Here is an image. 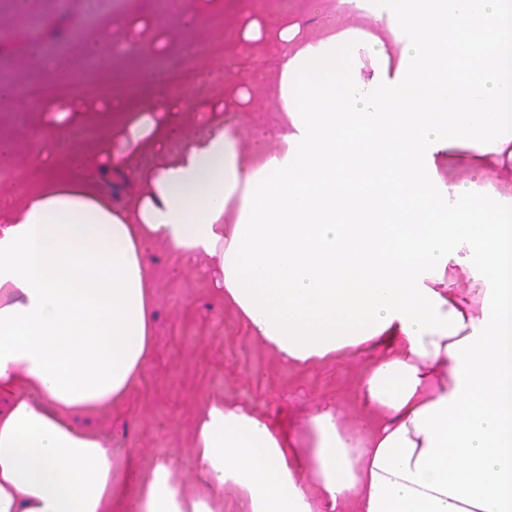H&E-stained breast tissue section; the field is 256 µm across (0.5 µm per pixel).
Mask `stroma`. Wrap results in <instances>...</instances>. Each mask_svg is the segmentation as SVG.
<instances>
[{"label":"stroma","instance_id":"1","mask_svg":"<svg viewBox=\"0 0 512 512\" xmlns=\"http://www.w3.org/2000/svg\"><path fill=\"white\" fill-rule=\"evenodd\" d=\"M161 14L143 11L139 0H6L0 23H19L24 14L52 17L44 33L55 48L54 56L66 58L72 25L96 11H104L113 27L124 28V40L113 43V68L135 84L143 67L161 69L173 61L167 46L174 36L199 45L216 35L206 0H166ZM241 9L258 6L268 26L287 17L297 18L311 36H319L328 22L337 29H363V10L337 11L336 0H239ZM158 32L156 52L148 58L133 53L144 30ZM42 46L17 36L0 45V82L21 84ZM275 43H234L223 59L208 61L203 77L188 85L198 99L223 97L228 85L243 83L253 93L250 123L236 113H223L227 126L243 145L263 141L268 149L276 142L266 132L277 119L279 76L274 61ZM146 256L156 273L154 338L156 355L138 387L118 409L79 419L78 425L100 435L119 462L134 469L149 468L160 457L179 460L177 479L186 489L195 485L196 467L190 454L194 425L206 399L219 397L244 403L286 425L330 403L342 422L355 426L359 414L356 384L361 372L375 358V351L305 367L282 365L265 346L248 335L235 312L218 297L205 263L179 266L170 250L153 243Z\"/></svg>","mask_w":512,"mask_h":512}]
</instances>
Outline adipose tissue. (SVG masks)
I'll list each match as a JSON object with an SVG mask.
<instances>
[{"mask_svg": "<svg viewBox=\"0 0 512 512\" xmlns=\"http://www.w3.org/2000/svg\"><path fill=\"white\" fill-rule=\"evenodd\" d=\"M351 3L368 28L316 39L229 19L279 48L274 150L217 119L174 162H117L111 135L74 144L83 97L48 104L0 202V512H224L228 494L242 512H512V183H478L512 159V0ZM139 84L152 152L200 105L157 73ZM105 171L145 189L113 207ZM152 242L206 260L284 363L379 349L362 432L329 407L282 427L213 398L193 492L172 458L120 484L75 421L121 406L153 360Z\"/></svg>", "mask_w": 512, "mask_h": 512, "instance_id": "ef3b65f1", "label": "adipose tissue"}]
</instances>
